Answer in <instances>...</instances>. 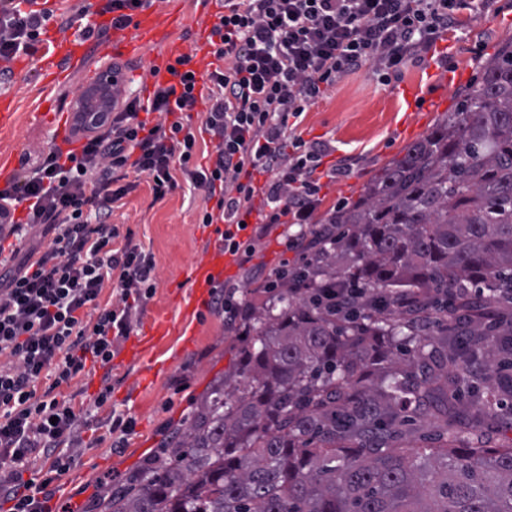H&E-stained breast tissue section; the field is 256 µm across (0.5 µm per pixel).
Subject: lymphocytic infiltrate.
<instances>
[{
  "label": "lymphocytic infiltrate",
  "instance_id": "obj_1",
  "mask_svg": "<svg viewBox=\"0 0 512 512\" xmlns=\"http://www.w3.org/2000/svg\"><path fill=\"white\" fill-rule=\"evenodd\" d=\"M23 0H0V75L31 54L51 18ZM489 0H224L201 69L192 56L169 66L147 98H126L111 122L85 136L79 151L51 147L0 185V202L22 207L0 256V498L8 512H53V483L72 462L64 447L89 429L82 413L58 399L87 365L110 369L114 341L156 288L151 254L116 246L110 218L127 193L119 179L146 176L154 200L189 181L216 200L223 252L239 264L253 255L235 229L244 216L262 224H308L330 147L297 132L304 112L350 72L375 63L382 84L420 59L461 11ZM203 114L201 128L191 125ZM214 145L212 164L193 165L199 134ZM263 186H255V175ZM263 193L264 207L253 198ZM43 225L40 245L30 229ZM117 288L114 300L101 294Z\"/></svg>",
  "mask_w": 512,
  "mask_h": 512
}]
</instances>
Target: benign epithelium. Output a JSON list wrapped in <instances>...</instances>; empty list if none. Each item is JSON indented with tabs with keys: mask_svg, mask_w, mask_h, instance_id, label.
<instances>
[{
	"mask_svg": "<svg viewBox=\"0 0 512 512\" xmlns=\"http://www.w3.org/2000/svg\"><path fill=\"white\" fill-rule=\"evenodd\" d=\"M125 83V73L120 67L108 64L102 68L97 81L79 90L74 97L71 107L74 130L89 135L104 123L120 107Z\"/></svg>",
	"mask_w": 512,
	"mask_h": 512,
	"instance_id": "1",
	"label": "benign epithelium"
}]
</instances>
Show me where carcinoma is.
<instances>
[{
	"mask_svg": "<svg viewBox=\"0 0 512 512\" xmlns=\"http://www.w3.org/2000/svg\"><path fill=\"white\" fill-rule=\"evenodd\" d=\"M324 223L301 267L253 289L229 389L101 512H512V448L451 428L512 421V372L474 384L490 352L512 357V41ZM409 411L440 423L441 450H401Z\"/></svg>",
	"mask_w": 512,
	"mask_h": 512,
	"instance_id": "1",
	"label": "carcinoma"
}]
</instances>
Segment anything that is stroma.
<instances>
[{
    "label": "stroma",
    "mask_w": 512,
    "mask_h": 512,
    "mask_svg": "<svg viewBox=\"0 0 512 512\" xmlns=\"http://www.w3.org/2000/svg\"><path fill=\"white\" fill-rule=\"evenodd\" d=\"M461 25L427 52L424 62L410 64L397 84L378 82L374 65L344 76L304 114L298 127L304 140L327 141L331 152L316 175L321 204L314 214L322 220L330 209L357 199L365 185L411 143L423 137L445 115L458 108L461 89L475 81L483 65L501 44L512 38V0H493L483 13L462 12ZM409 85L427 93L445 89L443 107L431 112H410L395 94L396 85ZM0 88L16 98L17 119L0 128V151L13 153L17 161L37 156L55 143L50 123L35 118L40 98L35 70L0 80ZM339 175H332V168ZM131 188L124 206L111 221L120 232L130 233L133 243L154 256L156 292L132 325L141 333L155 319L166 318L177 328L152 351L137 361L125 360L123 345H116L111 374L87 368L63 394L75 409L89 408V400L109 378L111 396L105 406L91 410L93 426L104 424L110 414L132 418L134 430L94 448L80 449L73 466L54 484L57 512H86L98 498L117 490L138 473L146 460L157 457L173 428L184 421L199 398L218 378L228 376L236 361L238 330L222 312L204 307L185 316L176 295L190 294L194 271L216 248L211 227L201 225L203 210H215L189 185L153 202L144 176L129 174ZM298 226L272 225L255 241L253 265L232 268L224 279L234 287V300L253 301V288L270 280L282 265L302 264L304 251L291 247Z\"/></svg>",
    "instance_id": "stroma-1"
}]
</instances>
